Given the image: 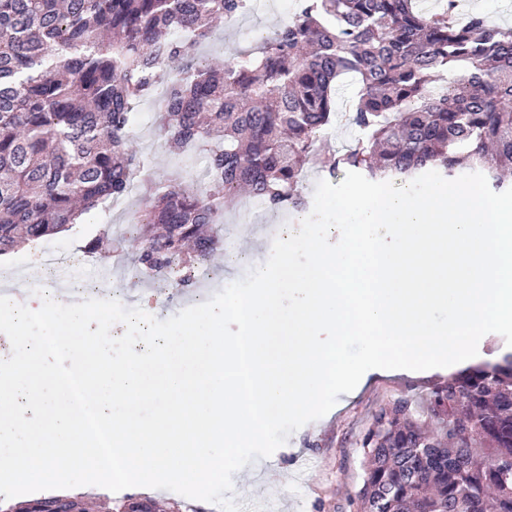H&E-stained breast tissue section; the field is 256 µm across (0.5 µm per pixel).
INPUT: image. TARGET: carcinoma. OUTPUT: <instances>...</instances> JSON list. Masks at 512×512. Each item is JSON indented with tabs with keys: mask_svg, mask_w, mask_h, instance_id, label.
<instances>
[{
	"mask_svg": "<svg viewBox=\"0 0 512 512\" xmlns=\"http://www.w3.org/2000/svg\"><path fill=\"white\" fill-rule=\"evenodd\" d=\"M249 0H0V255L83 220L141 183L137 269L180 274L208 260L239 192L304 210V172L379 181L512 168V27L461 0H297L256 51L219 68L195 57L211 24ZM454 78L440 88L438 73ZM360 85L345 117L361 131L325 143L336 83ZM157 96L158 136L197 152L204 175L161 186L132 145L133 104ZM430 418L406 400L362 439L357 512H512V352L433 388Z\"/></svg>",
	"mask_w": 512,
	"mask_h": 512,
	"instance_id": "cac0c4a2",
	"label": "carcinoma"
}]
</instances>
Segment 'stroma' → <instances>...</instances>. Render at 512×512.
Returning <instances> with one entry per match:
<instances>
[{
    "label": "stroma",
    "instance_id": "stroma-1",
    "mask_svg": "<svg viewBox=\"0 0 512 512\" xmlns=\"http://www.w3.org/2000/svg\"><path fill=\"white\" fill-rule=\"evenodd\" d=\"M293 7L294 0H251L249 11L237 24L224 23L215 28L212 40L199 48L198 59L219 65L253 49L258 37L277 29ZM135 110L134 145L151 160L154 180L164 183L185 173L201 177L200 156L175 154L159 140L154 100L136 102ZM134 210L135 200L130 197L69 230L32 245L18 246L0 256V275H29L43 268L46 260L66 255L81 259L89 275L99 274L107 266L118 272L132 267L133 253H125L118 260L97 249L95 242L101 237L113 238L115 227H130ZM301 219V213L292 210L273 213L263 207L250 212L238 208L224 216V237L234 242L240 254L261 264L269 256L280 226L297 224ZM184 259L194 268L189 282L180 284L168 275L131 278L122 285L124 301H131L134 289L154 288L164 295L163 306L167 315L172 316L194 305L201 293L215 294L245 274L244 268L226 262L220 253L201 267L196 265L193 251H186ZM443 380V375L434 369L420 377H369L354 396L339 397L329 413L293 433L271 457L256 460L234 474V498L249 508L262 507L264 512H281L278 503L282 500L287 502L290 512H355L350 499L363 482L362 439L375 414L404 399L415 414L427 416L429 394ZM97 502L107 507L108 512H119L129 503L143 506L147 512H219L214 504L170 491L148 496L126 489L110 497L98 496Z\"/></svg>",
    "mask_w": 512,
    "mask_h": 512
}]
</instances>
